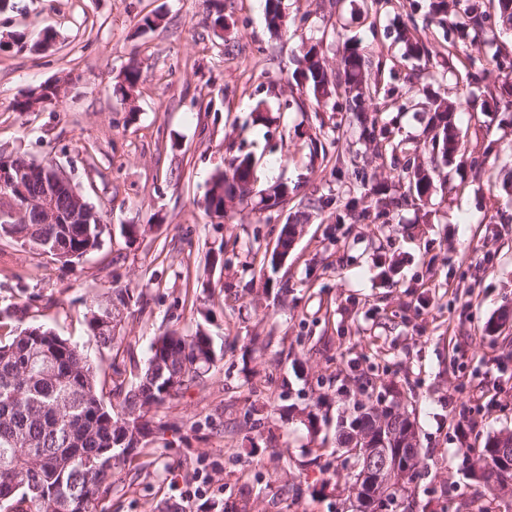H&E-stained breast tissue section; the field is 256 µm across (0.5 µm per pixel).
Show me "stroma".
Instances as JSON below:
<instances>
[{"label": "stroma", "mask_w": 512, "mask_h": 512, "mask_svg": "<svg viewBox=\"0 0 512 512\" xmlns=\"http://www.w3.org/2000/svg\"><path fill=\"white\" fill-rule=\"evenodd\" d=\"M368 2L340 0L332 12L325 0H282L289 30L279 39L264 0H224L232 26L223 32L206 0H10L0 11V39L27 40L0 52V156L57 162L103 224L100 250L74 266L0 239V316L25 310L23 326L77 343L109 404L115 367H144L165 332L203 330L223 353L201 385L155 413L165 430L151 443L154 465L128 462L102 512L241 502L248 512H351L339 423L369 397L400 402L415 420L417 502L436 490L454 502L486 496L469 476L475 450L512 431V319H500L512 310V114L482 88L504 83L489 60L512 55V28L450 56L443 38L431 45L449 65V101L471 105L458 126L467 162L485 160L481 180L466 163L450 171L451 189L381 221L370 189L405 192L403 152L369 148L344 99L332 111L302 109L291 78L302 43L323 38L332 75L345 43L357 44L385 61L388 97L405 106L383 115L393 140L425 156L415 90L429 73L405 58L397 32L407 18L422 21L429 0H383L374 15ZM148 14L162 21L144 32ZM131 60L140 80L125 98L115 78ZM466 63L483 71L482 85L461 76ZM55 82L61 103L16 110L29 89ZM319 128L329 135L323 155L310 144ZM245 153L256 162L253 200L285 182L329 201L297 221L292 250L272 266L262 255L296 199L269 218L247 207L217 224L204 212L211 175ZM121 289L135 300L109 352L85 314ZM470 398L489 409L463 446L449 422Z\"/></svg>", "instance_id": "obj_1"}]
</instances>
